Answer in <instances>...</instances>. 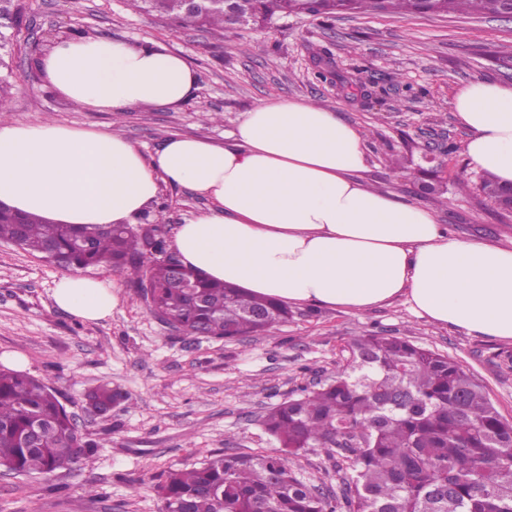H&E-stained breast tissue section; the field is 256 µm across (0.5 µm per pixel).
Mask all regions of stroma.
<instances>
[{
	"label": "stroma",
	"instance_id": "35a3bbf8",
	"mask_svg": "<svg viewBox=\"0 0 512 512\" xmlns=\"http://www.w3.org/2000/svg\"><path fill=\"white\" fill-rule=\"evenodd\" d=\"M18 16L0 18V85L11 120L108 130L145 151L167 137L223 142L246 112L279 96H297L338 109L367 133L366 182L432 208L450 234L512 241V212L479 188L480 169L465 153L469 137L450 108L453 91L476 79L512 84V20L341 14L327 21L291 16L268 28L219 34L173 30L155 14L136 13L125 0H15ZM80 30L131 43L151 40L183 54L198 75L180 107L135 110L122 117L85 112L47 87L36 60L47 34ZM327 77H319L320 69ZM449 147L439 175L444 194L422 190L416 176L423 146ZM466 176L467 191L457 179ZM188 189L165 186L158 209L164 236L205 209ZM13 245L0 242V365L27 361L62 396L77 423L100 443L92 465H72L50 477L0 468V512H162L155 491L164 471L214 454L279 453L262 424L267 409L301 386L334 378L349 360L347 344L368 332L398 336L447 355L485 389L512 421V341L428 323L395 301L364 312L292 306L288 322L256 336L225 342L189 336L155 318L125 276L109 266L87 276L112 282L119 298L111 317L87 321L61 311L53 292L64 276ZM106 383L127 395L104 416L84 395ZM311 488L341 494L343 475L323 450L290 458Z\"/></svg>",
	"mask_w": 512,
	"mask_h": 512
}]
</instances>
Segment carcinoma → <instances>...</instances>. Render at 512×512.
<instances>
[{
    "label": "carcinoma",
    "instance_id": "1",
    "mask_svg": "<svg viewBox=\"0 0 512 512\" xmlns=\"http://www.w3.org/2000/svg\"><path fill=\"white\" fill-rule=\"evenodd\" d=\"M180 28L226 31L217 8L185 11L176 0H128ZM507 0H246L260 27L290 14L317 19L340 12L491 15ZM166 217L129 224H48L0 210V242L61 267L109 265L123 272L156 317L193 335L233 339L288 319V306L172 267L160 234ZM336 377L303 388L272 407L266 430L282 454L215 455L170 469L157 493L164 512H512V422L457 363L399 337L360 334ZM96 413L124 399L100 385L87 395ZM99 444L82 431L44 381L0 366V467L21 476H52L88 463ZM322 448L348 475L336 497L309 488L288 457Z\"/></svg>",
    "mask_w": 512,
    "mask_h": 512
}]
</instances>
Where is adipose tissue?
<instances>
[{"instance_id":"adipose-tissue-1","label":"adipose tissue","mask_w":512,"mask_h":512,"mask_svg":"<svg viewBox=\"0 0 512 512\" xmlns=\"http://www.w3.org/2000/svg\"><path fill=\"white\" fill-rule=\"evenodd\" d=\"M45 84L82 110L121 115L176 107L197 82L183 56L152 41L58 40L36 62ZM466 153L512 184V85L474 80L450 101ZM362 130L340 112L281 96L248 111L227 141L173 136L144 153L121 135L52 121L0 122V203L50 224H133L161 186L209 205L178 225L181 262L283 304L367 311L396 300L439 326L512 340V247L463 240L434 212L367 185ZM61 310L111 317V282L73 273Z\"/></svg>"}]
</instances>
